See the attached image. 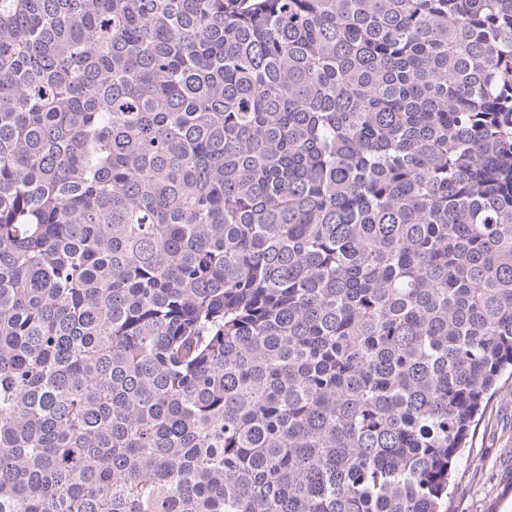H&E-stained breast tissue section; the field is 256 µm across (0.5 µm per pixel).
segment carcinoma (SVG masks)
Segmentation results:
<instances>
[{
	"mask_svg": "<svg viewBox=\"0 0 512 512\" xmlns=\"http://www.w3.org/2000/svg\"><path fill=\"white\" fill-rule=\"evenodd\" d=\"M512 377V0H0V512H449Z\"/></svg>",
	"mask_w": 512,
	"mask_h": 512,
	"instance_id": "obj_1",
	"label": "carcinoma"
}]
</instances>
